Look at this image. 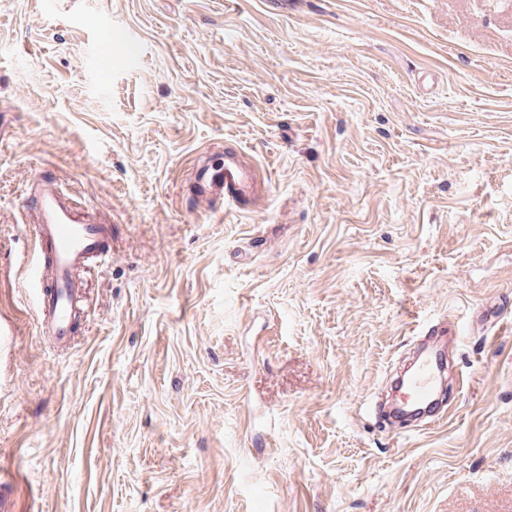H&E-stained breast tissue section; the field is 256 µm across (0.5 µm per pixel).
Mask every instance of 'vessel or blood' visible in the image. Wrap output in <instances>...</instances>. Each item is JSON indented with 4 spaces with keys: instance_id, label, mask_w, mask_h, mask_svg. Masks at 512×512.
Listing matches in <instances>:
<instances>
[{
    "instance_id": "obj_1",
    "label": "vessel or blood",
    "mask_w": 512,
    "mask_h": 512,
    "mask_svg": "<svg viewBox=\"0 0 512 512\" xmlns=\"http://www.w3.org/2000/svg\"><path fill=\"white\" fill-rule=\"evenodd\" d=\"M191 184L196 198L243 214L259 208L270 187L268 177L236 146L225 147L222 165L209 161L194 166ZM22 207L30 220L34 252L21 264L29 272L38 327L65 347L82 325V273L105 256L112 227L76 207L55 180L40 173L27 182ZM445 353L442 340L421 347L409 373L395 384L397 414H417L434 403L445 387Z\"/></svg>"
}]
</instances>
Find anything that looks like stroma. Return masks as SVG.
<instances>
[{
    "label": "stroma",
    "instance_id": "obj_1",
    "mask_svg": "<svg viewBox=\"0 0 512 512\" xmlns=\"http://www.w3.org/2000/svg\"><path fill=\"white\" fill-rule=\"evenodd\" d=\"M1 99L0 512H512V0H0ZM40 172L112 225L65 348ZM442 322L448 413L370 416ZM191 184L196 198L243 214L259 208L270 187L268 176L259 172L240 146L224 147L222 166L211 161L195 165Z\"/></svg>",
    "mask_w": 512,
    "mask_h": 512
}]
</instances>
